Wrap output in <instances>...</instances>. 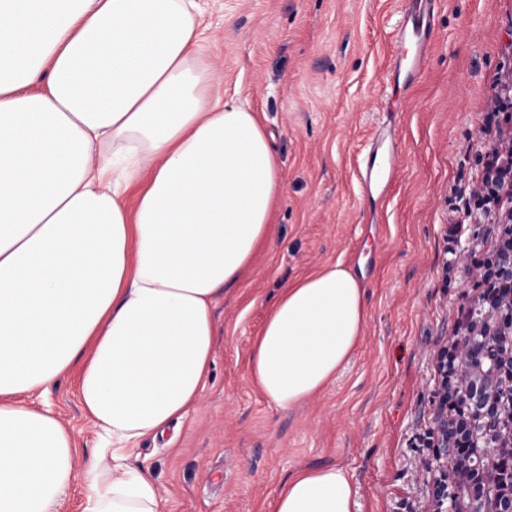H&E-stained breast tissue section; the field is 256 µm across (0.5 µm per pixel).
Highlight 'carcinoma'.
Returning <instances> with one entry per match:
<instances>
[{
	"label": "carcinoma",
	"instance_id": "cac0c4a2",
	"mask_svg": "<svg viewBox=\"0 0 512 512\" xmlns=\"http://www.w3.org/2000/svg\"><path fill=\"white\" fill-rule=\"evenodd\" d=\"M511 77L508 71L495 80L492 104L502 119L482 131L483 169L472 193L479 216L469 211L467 223L448 229L455 239L487 226L476 234L482 250L456 254L448 264L468 267L474 294L459 308L455 334L437 359V405L425 441L432 449L426 461L434 472L432 512H445L450 491L474 512H496L500 502H512V289L499 279L501 262L512 257V97L501 84ZM475 351L496 358V369L478 367ZM478 393L496 407L493 420L476 406Z\"/></svg>",
	"mask_w": 512,
	"mask_h": 512
}]
</instances>
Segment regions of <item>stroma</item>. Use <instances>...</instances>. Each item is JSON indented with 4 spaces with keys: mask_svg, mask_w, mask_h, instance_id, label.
Masks as SVG:
<instances>
[{
    "mask_svg": "<svg viewBox=\"0 0 512 512\" xmlns=\"http://www.w3.org/2000/svg\"><path fill=\"white\" fill-rule=\"evenodd\" d=\"M396 0H208L207 60L224 99L245 100L270 134L283 177L274 236L216 309L220 328L196 409L142 440L162 512H271L296 469L339 464L357 512H430L423 438L437 357L472 282L449 269L451 224L472 207L492 85L512 69V0H446L425 70L395 89L387 49ZM401 143L384 201L354 177L377 127ZM341 264L366 290L368 320L320 394L281 411L248 373L253 340L288 282ZM77 437L79 469L98 438L72 378L41 397Z\"/></svg>",
    "mask_w": 512,
    "mask_h": 512,
    "instance_id": "obj_1",
    "label": "stroma"
}]
</instances>
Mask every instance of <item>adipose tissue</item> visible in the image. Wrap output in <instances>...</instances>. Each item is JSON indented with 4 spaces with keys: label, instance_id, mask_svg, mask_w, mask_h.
<instances>
[{
    "label": "adipose tissue",
    "instance_id": "ef3b65f1",
    "mask_svg": "<svg viewBox=\"0 0 512 512\" xmlns=\"http://www.w3.org/2000/svg\"><path fill=\"white\" fill-rule=\"evenodd\" d=\"M200 12L0 0V512H58L76 481L73 431L32 403L74 368L110 457L87 468L82 512H161L152 473L126 460L196 408L214 310L273 235L280 165L249 103L225 101ZM366 324L341 265L289 282L252 345V385L279 409L306 404ZM356 495L344 467L300 468L275 512H356Z\"/></svg>",
    "mask_w": 512,
    "mask_h": 512
}]
</instances>
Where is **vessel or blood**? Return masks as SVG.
<instances>
[{"label":"vessel or blood","instance_id":"vessel-or-blood-1","mask_svg":"<svg viewBox=\"0 0 512 512\" xmlns=\"http://www.w3.org/2000/svg\"><path fill=\"white\" fill-rule=\"evenodd\" d=\"M442 0H400L402 19L392 38L389 64L393 76L412 83L421 74L435 37V16ZM400 164L398 147H391L382 161L363 154L357 165L360 182L373 181L390 187Z\"/></svg>","mask_w":512,"mask_h":512}]
</instances>
